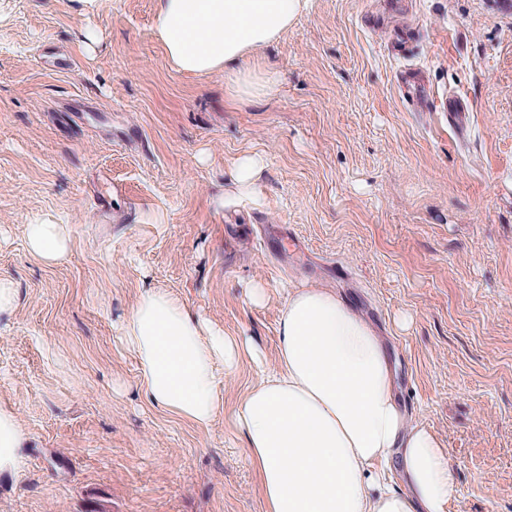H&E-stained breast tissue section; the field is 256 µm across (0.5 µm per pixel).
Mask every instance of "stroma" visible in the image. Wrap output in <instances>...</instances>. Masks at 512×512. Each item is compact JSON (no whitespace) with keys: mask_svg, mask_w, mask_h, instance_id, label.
Returning <instances> with one entry per match:
<instances>
[{"mask_svg":"<svg viewBox=\"0 0 512 512\" xmlns=\"http://www.w3.org/2000/svg\"><path fill=\"white\" fill-rule=\"evenodd\" d=\"M157 7L0 0V409L26 435L0 512H263L231 412L300 281L385 337L452 512H512V0H312L260 53L276 92L238 102L171 66ZM37 220L66 226L59 262L31 255ZM149 288L263 356L209 427L144 395L120 326ZM263 165L264 161L260 157L245 156L239 159L233 171L234 191L239 195H250Z\"/></svg>","mask_w":512,"mask_h":512,"instance_id":"stroma-1","label":"stroma"}]
</instances>
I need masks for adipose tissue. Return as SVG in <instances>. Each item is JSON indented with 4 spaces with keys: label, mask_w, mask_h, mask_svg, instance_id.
Segmentation results:
<instances>
[{
    "label": "adipose tissue",
    "mask_w": 512,
    "mask_h": 512,
    "mask_svg": "<svg viewBox=\"0 0 512 512\" xmlns=\"http://www.w3.org/2000/svg\"><path fill=\"white\" fill-rule=\"evenodd\" d=\"M310 0H159L155 28L179 72H223L237 100L271 95L277 72L258 61ZM31 254L63 258L59 224L26 225ZM156 406L198 427L224 411L222 375L251 353L161 290L143 292L123 327ZM232 422L244 436L263 512H450L448 458L425 425L407 424L385 340L337 290L290 288L276 367L248 390Z\"/></svg>",
    "instance_id": "ef3b65f1"
}]
</instances>
